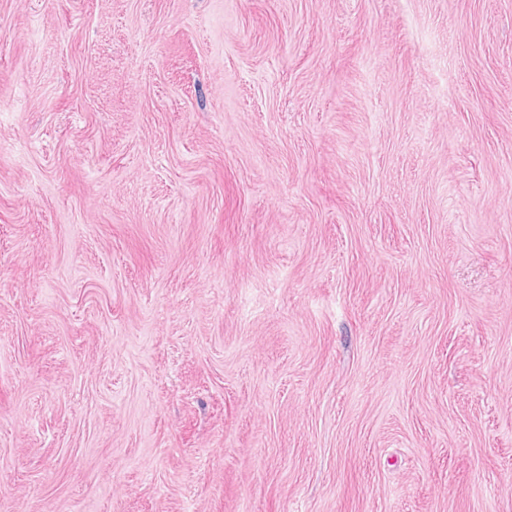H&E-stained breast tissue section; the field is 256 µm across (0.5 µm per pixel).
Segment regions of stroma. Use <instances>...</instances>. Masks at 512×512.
<instances>
[{"mask_svg": "<svg viewBox=\"0 0 512 512\" xmlns=\"http://www.w3.org/2000/svg\"><path fill=\"white\" fill-rule=\"evenodd\" d=\"M0 512H512V0H0Z\"/></svg>", "mask_w": 512, "mask_h": 512, "instance_id": "stroma-1", "label": "stroma"}]
</instances>
